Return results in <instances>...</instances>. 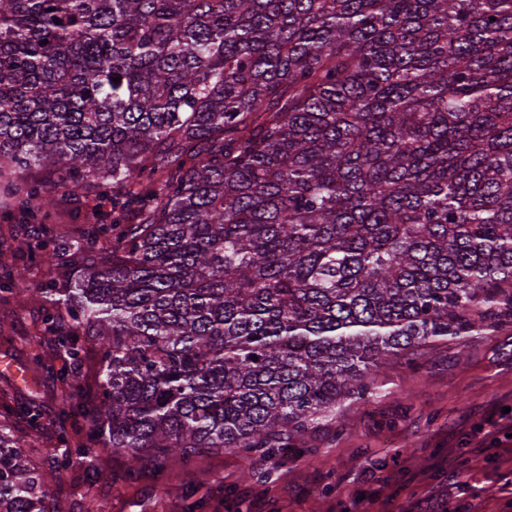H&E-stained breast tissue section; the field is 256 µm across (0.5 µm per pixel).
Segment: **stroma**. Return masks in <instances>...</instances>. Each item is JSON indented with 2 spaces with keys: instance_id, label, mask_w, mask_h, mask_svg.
<instances>
[{
  "instance_id": "stroma-1",
  "label": "stroma",
  "mask_w": 512,
  "mask_h": 512,
  "mask_svg": "<svg viewBox=\"0 0 512 512\" xmlns=\"http://www.w3.org/2000/svg\"><path fill=\"white\" fill-rule=\"evenodd\" d=\"M112 221V194L87 179L77 195L58 194L37 223L66 225L77 235L85 213ZM14 207L0 201V274L25 264L26 228ZM43 304L17 308L0 299V360L27 363L42 328ZM51 371L17 387L0 378V408L27 439L26 451L47 464L58 448L57 421L68 430L95 398L97 357L81 353V384L60 372L70 359L51 353ZM38 411L30 421L25 404ZM299 456H260L218 449L185 466L158 473L141 464L131 482L115 481L120 455L91 467H68L48 490L51 512H512V326L419 348L414 362L395 359L375 376L374 394L344 401L333 421L310 429Z\"/></svg>"
}]
</instances>
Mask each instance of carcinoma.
Returning a JSON list of instances; mask_svg holds the SVG:
<instances>
[{
  "label": "carcinoma",
  "instance_id": "obj_1",
  "mask_svg": "<svg viewBox=\"0 0 512 512\" xmlns=\"http://www.w3.org/2000/svg\"><path fill=\"white\" fill-rule=\"evenodd\" d=\"M89 176L112 223L27 242L66 287L0 292L100 392L47 473L0 422V512L88 442L123 481L303 449L385 362L512 325V0H0V188L46 213Z\"/></svg>",
  "mask_w": 512,
  "mask_h": 512
}]
</instances>
